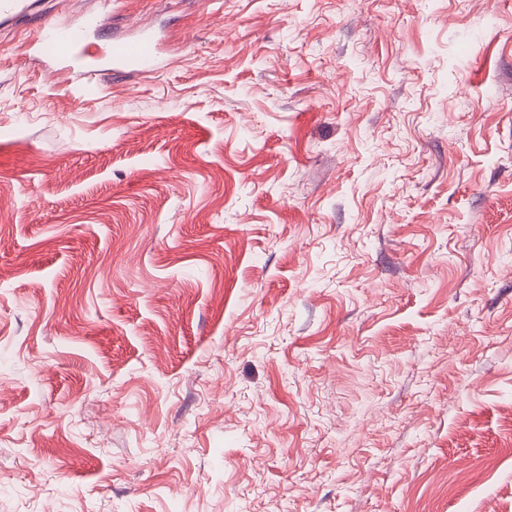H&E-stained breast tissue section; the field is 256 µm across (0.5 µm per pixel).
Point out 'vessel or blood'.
<instances>
[{
	"instance_id": "obj_1",
	"label": "vessel or blood",
	"mask_w": 512,
	"mask_h": 512,
	"mask_svg": "<svg viewBox=\"0 0 512 512\" xmlns=\"http://www.w3.org/2000/svg\"><path fill=\"white\" fill-rule=\"evenodd\" d=\"M39 13L38 0H0V24H18ZM96 14L47 19L27 41V50L50 68L71 73L81 91L100 89L105 75L137 76L165 70L163 34L141 29L112 37L103 34Z\"/></svg>"
}]
</instances>
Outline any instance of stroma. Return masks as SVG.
Instances as JSON below:
<instances>
[{
	"label": "stroma",
	"mask_w": 512,
	"mask_h": 512,
	"mask_svg": "<svg viewBox=\"0 0 512 512\" xmlns=\"http://www.w3.org/2000/svg\"><path fill=\"white\" fill-rule=\"evenodd\" d=\"M0 26V512H512V0H43ZM104 20L98 14L79 19H46L27 41V51L50 68L71 73L83 94L101 89L105 75L137 76L168 66L164 34L141 29L103 38Z\"/></svg>",
	"instance_id": "35a3bbf8"
}]
</instances>
